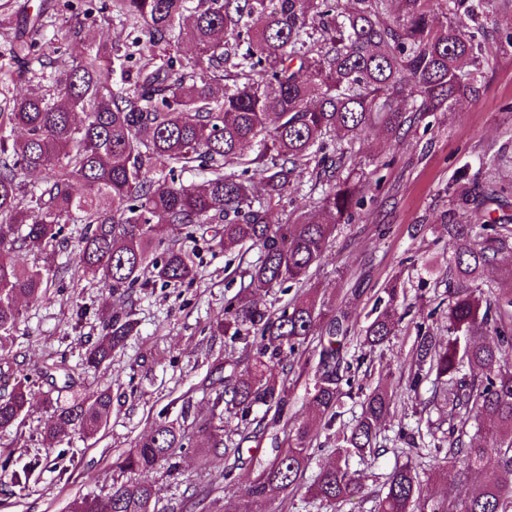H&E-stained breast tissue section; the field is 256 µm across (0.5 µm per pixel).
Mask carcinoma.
<instances>
[{
	"mask_svg": "<svg viewBox=\"0 0 512 512\" xmlns=\"http://www.w3.org/2000/svg\"><path fill=\"white\" fill-rule=\"evenodd\" d=\"M427 0H111L112 18L129 28L138 59L133 84L115 88L114 65L130 59L106 43L79 53L56 47L46 88L14 95L0 111V339L17 332L19 299L40 302L66 271L49 259L68 246L67 224L83 225L76 264L112 287L115 308L102 336L86 350L84 369L97 371L135 328L131 290L160 281L182 283L199 275L196 236L217 247L238 246L247 262L240 289L224 303L217 327L231 338L254 336L260 347L246 367L227 360L205 377L215 394L212 415L198 423L204 451L224 443V414L236 415L252 434L283 421L288 377L308 372L305 352L319 335V361L308 390L318 416L332 425L343 387L353 388L348 344L365 359L395 334L400 278L385 288L387 303L355 331L348 315L320 325L323 308L312 300L273 310L260 301L283 285L301 284L319 265L337 226L350 224L364 206L353 179L359 152L334 134L355 140L376 126L397 136L427 112H449L478 92L485 48L475 22L481 0H437L445 22L436 25ZM187 65L175 67L182 49ZM13 59L27 62L35 42L16 35ZM418 103L407 110V95ZM24 131L21 138L6 129ZM199 168L204 181L186 186L176 172ZM29 173L40 181H25ZM309 175L319 192L318 211H296L293 221L269 222L294 182ZM83 191L78 192L75 186ZM494 193L459 194V207L475 205L471 224L448 212V236L462 242L450 266L458 279L448 289V336L417 328L415 369L406 393L431 395L421 413L443 405L448 429L426 419V429L400 430L411 445L435 441L434 471L472 485L462 498L426 499L412 462L396 465L373 512H512V289L468 286L512 249V215L497 214ZM479 230L478 247L463 244ZM29 254L43 263L20 262ZM230 373L224 374V367ZM33 381L16 379L0 395V432L29 412ZM395 404L388 387L375 386L348 427L336 431L337 462L317 477L311 493L336 509L361 491L353 457L375 456L380 423ZM265 413L251 420L254 408ZM112 415L110 388L88 390L53 409L44 430L54 439L73 431L94 437ZM316 423L294 426L286 449L253 481L226 498L224 512H249L300 488ZM442 437H437V434ZM185 428L161 420L112 462L103 496L73 501L71 512H152L154 486L130 478L170 462L186 445ZM42 466L35 457L13 473L23 491Z\"/></svg>",
	"mask_w": 512,
	"mask_h": 512,
	"instance_id": "carcinoma-1",
	"label": "carcinoma"
}]
</instances>
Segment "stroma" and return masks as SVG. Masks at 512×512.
Masks as SVG:
<instances>
[{"mask_svg": "<svg viewBox=\"0 0 512 512\" xmlns=\"http://www.w3.org/2000/svg\"><path fill=\"white\" fill-rule=\"evenodd\" d=\"M107 2L92 0V14L80 19L57 0H0V67L18 74L12 92L24 94L43 83L37 60L24 65L9 53L21 21L18 4H26L29 13H45V27L34 37L38 45L50 42L80 50L99 42L124 46L127 32L108 19ZM477 22L485 30L487 47L479 95L461 100L452 111L427 114L424 123L397 139L373 129L361 143L362 170L376 174L363 182L367 205L353 223L340 225L322 262L303 284L273 290L267 297L280 306L311 295L329 315L348 313L361 328L388 281L398 276L406 283V295L397 301L395 336L368 356L360 386L343 396L335 425L317 426L303 484H311L335 463L336 429L359 412L363 389L380 382L400 394L381 424L382 435L394 436L402 425L415 427L419 404L403 390L414 363L417 326L433 328L440 336L447 333L448 259L457 243L440 216L455 206L457 185L503 190L512 205V0H483ZM77 26L82 32L76 38L72 31ZM382 224L388 227L383 235L378 232ZM193 247L199 276L175 286L158 282L134 288L137 328L96 375L84 372L81 359L101 336L99 314L112 310L114 298L108 286L78 269L74 250L56 253V263L67 266V273L53 282L46 300L26 305L18 332L0 343V394L10 391L21 375L36 382L21 427L0 434V512H70L75 498L106 494L113 458L147 435L155 421L179 418L187 400L192 416L210 415L203 379L218 363L245 355L243 343H231L213 330L240 278L225 269L232 249L212 247L200 238ZM51 364L70 373L72 391L110 386L112 416L94 438L75 433L52 441L44 437L52 414L49 399L63 401L69 394L41 378V370ZM242 429L237 418L225 417L224 433L232 440L241 441ZM282 434L278 426L261 441H241L238 458L205 455L194 446L178 450L172 467L143 475L157 490L155 512H222L225 495L247 485L260 466L273 460L274 440ZM409 453L408 447L390 445L376 457L352 460L362 492L341 512H370L387 475ZM36 456L48 458L47 468L34 476L27 491H18L12 484L13 465Z\"/></svg>", "mask_w": 512, "mask_h": 512, "instance_id": "1", "label": "stroma"}]
</instances>
